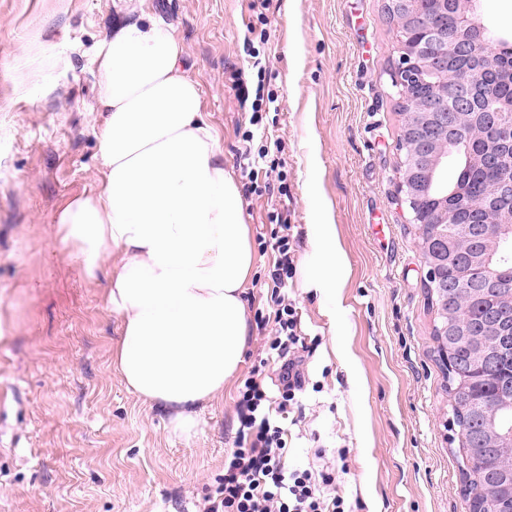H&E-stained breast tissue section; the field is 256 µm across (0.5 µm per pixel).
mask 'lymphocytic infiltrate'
Here are the masks:
<instances>
[{
	"mask_svg": "<svg viewBox=\"0 0 512 512\" xmlns=\"http://www.w3.org/2000/svg\"><path fill=\"white\" fill-rule=\"evenodd\" d=\"M280 165L269 150L259 151L257 160L248 165L250 193L261 196L275 190L287 195V176ZM271 221L270 237L259 240L258 247L274 255L267 279L272 288L275 333L268 342V353L279 364L280 387L277 395H270L261 379L252 375L239 388L237 446L224 460V478L215 496L209 497L205 512H352L343 496L331 492V474L317 478L310 471L285 465L287 442L277 419L304 387L307 347L298 332L299 313L283 294L295 272L291 226L280 213Z\"/></svg>",
	"mask_w": 512,
	"mask_h": 512,
	"instance_id": "lymphocytic-infiltrate-1",
	"label": "lymphocytic infiltrate"
}]
</instances>
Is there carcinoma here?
Returning a JSON list of instances; mask_svg holds the SVG:
<instances>
[{
    "mask_svg": "<svg viewBox=\"0 0 512 512\" xmlns=\"http://www.w3.org/2000/svg\"><path fill=\"white\" fill-rule=\"evenodd\" d=\"M474 0H448L441 14L424 3L411 4L416 23L404 29L402 38L417 39L423 33L418 21H432L447 30L448 39L460 37V13ZM495 71L486 76L489 103L512 100V83L499 72L512 71V47L496 52ZM399 96L400 111L421 102L439 77L423 73L406 85L401 74H390ZM461 144L447 151L455 158L453 181L443 175V163L433 168L430 190L410 200L407 210L418 230V247L431 265L428 244L435 232L447 233L446 277L452 283L443 293L440 278L425 284L434 312L432 338L448 395L447 428L456 445V459L468 512H512V232H494L493 224L466 223L465 201L480 199L492 204L497 214L512 212V192L502 196L500 180L487 173H472L473 155L493 152L500 170L512 173V112L496 113L495 121H483V113L466 112L458 117ZM399 172L428 171L430 156L421 152L408 131L398 140ZM446 204L456 211L457 223L436 226L427 214ZM492 250L494 280H485V263L478 258Z\"/></svg>",
    "mask_w": 512,
    "mask_h": 512,
    "instance_id": "cac0c4a2",
    "label": "carcinoma"
}]
</instances>
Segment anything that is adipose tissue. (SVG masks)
Masks as SVG:
<instances>
[{
	"label": "adipose tissue",
	"instance_id": "1",
	"mask_svg": "<svg viewBox=\"0 0 512 512\" xmlns=\"http://www.w3.org/2000/svg\"><path fill=\"white\" fill-rule=\"evenodd\" d=\"M127 9L130 19L93 58L98 185L70 199L56 223L80 273L107 279L106 302L121 320L112 363L126 388L166 408L187 433L243 361L255 257L238 183L181 39L141 0ZM308 198L315 221L303 286L332 309L341 283L336 227L324 219L317 185Z\"/></svg>",
	"mask_w": 512,
	"mask_h": 512
}]
</instances>
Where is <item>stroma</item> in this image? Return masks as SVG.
I'll return each mask as SVG.
<instances>
[{
  "instance_id": "stroma-1",
  "label": "stroma",
  "mask_w": 512,
  "mask_h": 512,
  "mask_svg": "<svg viewBox=\"0 0 512 512\" xmlns=\"http://www.w3.org/2000/svg\"><path fill=\"white\" fill-rule=\"evenodd\" d=\"M384 0H147L185 47L189 75L239 184L242 134L264 87L277 120L288 196L243 194L252 237L288 212L296 272L288 296L309 347L306 387L284 422L289 467L332 473L354 512H466L445 427L447 396L423 286L417 231L400 203L402 117L390 74L396 29ZM122 0H0V512H201L240 426L237 391L253 369L276 388L256 283L249 336L224 397L193 430L128 392L111 365L121 333L104 277L80 276L55 218L98 177L96 45ZM330 203L346 260L339 310L302 286L312 251L307 188Z\"/></svg>"
}]
</instances>
